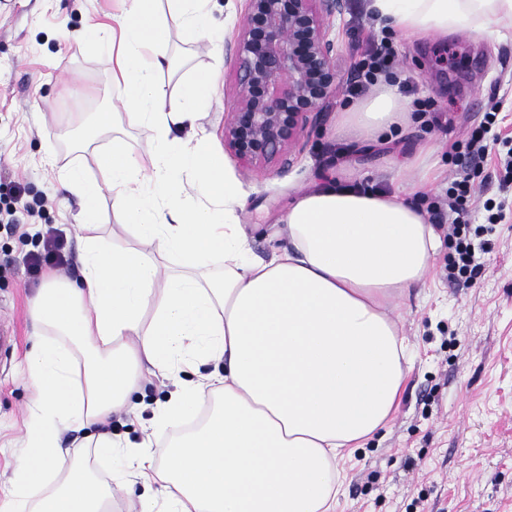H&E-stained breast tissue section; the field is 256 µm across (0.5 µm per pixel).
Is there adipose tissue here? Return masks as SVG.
<instances>
[{
	"instance_id": "obj_1",
	"label": "adipose tissue",
	"mask_w": 512,
	"mask_h": 512,
	"mask_svg": "<svg viewBox=\"0 0 512 512\" xmlns=\"http://www.w3.org/2000/svg\"><path fill=\"white\" fill-rule=\"evenodd\" d=\"M211 0H130L109 33L89 25L112 63V90L127 125H150L155 148L134 159L112 132L100 179L78 167L62 177L83 205L80 282L47 277L31 301L38 323L67 347L36 342L26 381L33 423L0 512H112L115 487L79 464L62 467L64 432L91 433L100 455H127L120 477L133 512H336L337 462L385 429L409 367L388 307L423 286L440 240L425 213L399 193L329 181L282 215L267 259H254L234 208L236 185L206 137L185 142L213 93L209 77L185 81L166 102L172 67L168 20L187 39L211 33ZM374 15L408 34L484 36L512 23V0H370ZM406 104L391 83L347 108L342 124L385 137ZM110 192L144 249H106L97 204ZM224 272L210 274L216 259ZM211 363L209 378L185 371ZM174 382L153 422L176 429L168 456L113 437L114 412L135 409L142 372Z\"/></svg>"
}]
</instances>
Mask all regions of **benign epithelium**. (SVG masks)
Wrapping results in <instances>:
<instances>
[{
    "instance_id": "1",
    "label": "benign epithelium",
    "mask_w": 512,
    "mask_h": 512,
    "mask_svg": "<svg viewBox=\"0 0 512 512\" xmlns=\"http://www.w3.org/2000/svg\"><path fill=\"white\" fill-rule=\"evenodd\" d=\"M346 7L347 0H245L243 25L226 45L238 92L224 148L238 161L278 165L320 123L341 87L328 21Z\"/></svg>"
}]
</instances>
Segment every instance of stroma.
I'll use <instances>...</instances> for the list:
<instances>
[{"mask_svg": "<svg viewBox=\"0 0 512 512\" xmlns=\"http://www.w3.org/2000/svg\"><path fill=\"white\" fill-rule=\"evenodd\" d=\"M115 0H0V325L10 330L0 349V499L27 435L35 397L26 383L27 356L37 325L29 302L43 276L26 261L42 253L46 231L62 243L54 272L77 281L80 239L74 229L80 200L65 192L60 175L78 166L99 177L98 158L110 138L82 142L75 134L87 111H122L110 92L108 58L78 36L93 21L105 20ZM217 40L183 43L169 23V48L184 53L181 74H163L167 99H175L180 78L195 72L215 75L204 127L216 151L224 149V120L236 97L235 73L224 59V40L242 25L244 0H212ZM385 37L395 52V69L412 78L406 101L429 100L448 122L437 126L427 114L410 112L388 147L340 128V114L352 97L346 91L366 48L368 35ZM336 68L344 88L328 104L320 125L308 129L289 153L288 164L246 166L225 155V174L239 191L238 223L252 240V252H269L267 237L302 191L326 179L399 192L425 213L451 179L470 176L475 200L469 231L486 244L483 263L449 278L456 239L439 224L440 245L422 288L397 298L391 314L406 338L412 368L399 408L388 429L357 449L346 462L336 512H512V183L499 163L512 145V26L492 24L475 40L467 31L445 38H416L379 23L368 8L348 0L346 11L329 21ZM502 104L499 138L488 155L470 161L465 142L491 102ZM433 146L434 180L420 187L413 160ZM499 213L497 223L487 221ZM172 385L149 378L139 396L140 411H119L112 430L140 441L151 436V452L165 458L173 430L152 426V409ZM76 462H92L102 483L127 470L123 455L100 457L86 439L62 437Z\"/></svg>", "mask_w": 512, "mask_h": 512, "instance_id": "obj_1", "label": "stroma"}]
</instances>
